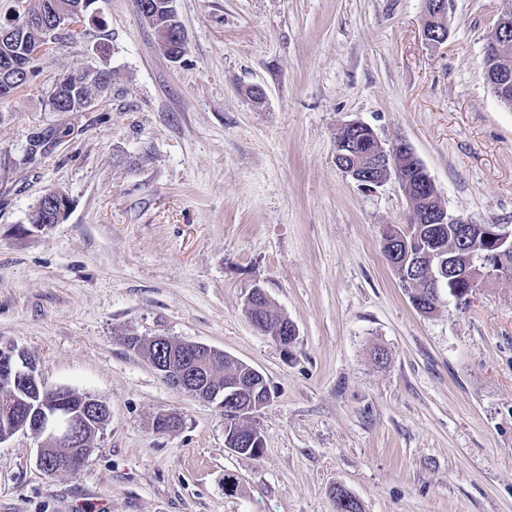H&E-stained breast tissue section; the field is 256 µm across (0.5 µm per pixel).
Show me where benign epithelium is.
I'll list each match as a JSON object with an SVG mask.
<instances>
[{
  "label": "benign epithelium",
  "instance_id": "benign-epithelium-1",
  "mask_svg": "<svg viewBox=\"0 0 512 512\" xmlns=\"http://www.w3.org/2000/svg\"><path fill=\"white\" fill-rule=\"evenodd\" d=\"M448 6L447 0H427L424 3L422 31L426 43L439 47L448 40ZM512 44V21L508 19V11L501 10V19L486 38L485 45L499 49ZM498 101L503 106L512 104L509 87L512 86V68L507 59L497 62L496 69L487 76ZM372 142L375 148L363 153L359 151L362 144ZM336 165L356 184L371 189L379 187L394 178L398 181L406 199H411V193L427 191L432 197H438V191L433 179L424 169L412 148L398 142L385 146L370 125L363 121H349L343 124L336 133ZM409 224H463L464 237L462 242L470 239V231H476L477 239L482 245L491 249L489 258L483 260L478 274H473L474 267H460L456 257L443 245H438L432 255V271L429 275L430 291L427 300L439 308L446 303L448 293H460L453 285L466 280L470 287L480 288L500 279H512V225L511 224H473V222L448 213L443 205L427 210L412 209L407 220ZM386 260L397 276L410 280L415 275L414 267L404 261L397 250L393 249L386 255ZM129 349L138 352L142 344L147 343L159 350H176L187 363L182 369H175L158 360L152 367L162 376L171 387L184 391L207 403H215L224 407V397L207 398L205 387L201 386L204 365L215 357L217 350L204 344L184 343L166 336H154L146 339L138 336L126 337ZM15 349L0 350V382L8 386L23 382L36 385L40 381L37 366L20 372L16 368ZM32 433L55 442L61 448H69L80 441V431L73 415L60 406L43 408L37 414L25 418ZM226 442L235 452L242 451V446L260 445L263 437L260 431L253 427L245 435L236 426L226 427ZM92 449L83 448L72 451L64 456L49 458L44 453H38L39 466L50 474L57 472L77 471L89 462Z\"/></svg>",
  "mask_w": 512,
  "mask_h": 512
}]
</instances>
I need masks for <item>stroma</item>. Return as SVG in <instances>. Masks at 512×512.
Masks as SVG:
<instances>
[{
  "label": "stroma",
  "instance_id": "stroma-1",
  "mask_svg": "<svg viewBox=\"0 0 512 512\" xmlns=\"http://www.w3.org/2000/svg\"><path fill=\"white\" fill-rule=\"evenodd\" d=\"M500 5L448 0L435 49L423 0H175L174 62L134 0H94L83 36L0 101V345L110 417L77 471H43L31 433L1 443L0 512H336L337 487L362 512H512V282L419 314L379 237L408 200L393 179L360 190L335 149L363 121L409 144L449 213L512 225V112L482 62ZM90 66L112 72L108 96L50 111L58 77ZM50 191L69 208L40 230ZM257 286L295 325L289 347L246 319ZM128 336L260 371L263 455L226 448L221 409ZM164 413L179 427L156 430ZM61 204L57 205V202L53 200L51 197L48 198L47 202H45L49 207L58 206L57 217L59 218V222L62 220L61 216L66 214L69 206V201L67 198H63L60 200ZM45 203L39 200V202L35 205L31 216L30 223L34 225H44V224H55L54 220L51 218L49 212L46 209ZM48 219V222L46 220Z\"/></svg>",
  "mask_w": 512,
  "mask_h": 512
}]
</instances>
